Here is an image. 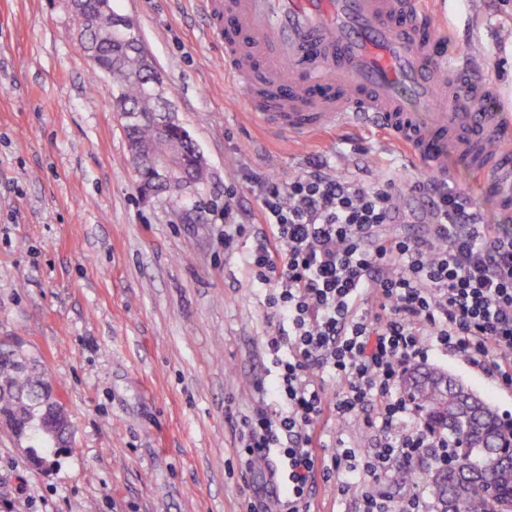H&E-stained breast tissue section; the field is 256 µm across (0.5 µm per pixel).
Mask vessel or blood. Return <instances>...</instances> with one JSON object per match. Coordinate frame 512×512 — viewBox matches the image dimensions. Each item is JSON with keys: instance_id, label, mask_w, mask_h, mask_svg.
Instances as JSON below:
<instances>
[{"instance_id": "b4317fda", "label": "vessel or blood", "mask_w": 512, "mask_h": 512, "mask_svg": "<svg viewBox=\"0 0 512 512\" xmlns=\"http://www.w3.org/2000/svg\"><path fill=\"white\" fill-rule=\"evenodd\" d=\"M250 115L289 141L373 130L418 169L493 193L512 222V113L481 58L451 49L445 0H201Z\"/></svg>"}]
</instances>
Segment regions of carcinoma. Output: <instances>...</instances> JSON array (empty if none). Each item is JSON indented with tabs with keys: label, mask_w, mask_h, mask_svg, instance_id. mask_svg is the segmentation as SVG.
Returning a JSON list of instances; mask_svg holds the SVG:
<instances>
[{
	"label": "carcinoma",
	"mask_w": 512,
	"mask_h": 512,
	"mask_svg": "<svg viewBox=\"0 0 512 512\" xmlns=\"http://www.w3.org/2000/svg\"><path fill=\"white\" fill-rule=\"evenodd\" d=\"M80 49L92 60L96 72L112 71L118 65L128 74L145 76L149 64L140 49L115 38L106 23L81 33ZM124 112L161 111V91L145 90L143 84L131 80L113 89ZM125 129L129 149L141 191L155 190L161 185L150 177L148 159L159 147L153 124L127 123ZM183 165L188 178L197 184L207 177L206 163L193 141L184 143ZM26 390L40 397L48 388L33 380L23 367L5 350L0 351V411L14 412L13 391ZM466 389H457L456 380L439 368L413 371L405 381L403 393L412 401L424 423L448 435L452 460L438 469L442 484L430 482L436 512L442 510V497H453V512H512V456L501 453L512 448V421L503 419L491 406L465 408ZM25 433L31 442L32 455L53 456L60 451L63 437L47 425L38 409L19 411ZM499 472L494 489L482 484L486 472Z\"/></svg>",
	"instance_id": "cac0c4a2"
}]
</instances>
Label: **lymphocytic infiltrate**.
Wrapping results in <instances>:
<instances>
[{
	"label": "lymphocytic infiltrate",
	"mask_w": 512,
	"mask_h": 512,
	"mask_svg": "<svg viewBox=\"0 0 512 512\" xmlns=\"http://www.w3.org/2000/svg\"><path fill=\"white\" fill-rule=\"evenodd\" d=\"M256 183L262 223L224 209L225 245L251 237L247 265L280 317L265 343L275 402L243 418L244 462L264 460L270 478H284V491L269 492L270 512H306L320 476L356 494L361 512H392L365 478L388 476L425 448L446 455L447 438L420 422L401 390L429 349L455 351L512 387V226L485 223L468 194L431 175L413 187L429 215L421 240L384 233L399 221L391 180H340L316 162L294 179ZM323 371L344 382L335 400ZM325 416L358 422L377 447L320 458L315 423Z\"/></svg>",
	"instance_id": "obj_1"
}]
</instances>
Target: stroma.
Instances as JSON below:
<instances>
[{
	"label": "stroma",
	"mask_w": 512,
	"mask_h": 512,
	"mask_svg": "<svg viewBox=\"0 0 512 512\" xmlns=\"http://www.w3.org/2000/svg\"><path fill=\"white\" fill-rule=\"evenodd\" d=\"M447 2L464 16L456 50L483 58L512 107V0ZM112 8L133 22L210 176L141 193L112 84L80 53L66 0H0V343L38 364L74 430L44 470L0 427V512H264L265 463L244 466L239 433L271 379L277 319L249 273L250 240L224 245V205L259 223L252 175L284 182L321 158L335 177L394 179L405 230L419 234L407 186L421 172L378 134L292 144L260 129L199 0ZM428 363L512 417V389L493 376L453 352ZM317 430L325 458L376 445L354 422ZM413 467L418 487L399 468L372 490L428 495L433 461Z\"/></svg>",
	"instance_id": "obj_1"
}]
</instances>
